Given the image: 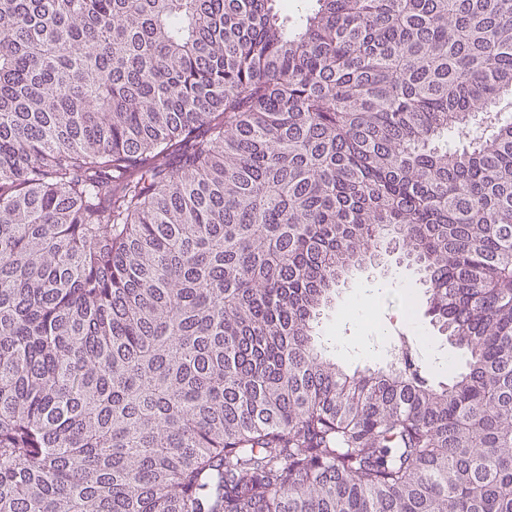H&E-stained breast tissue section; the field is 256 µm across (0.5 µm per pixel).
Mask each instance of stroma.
Segmentation results:
<instances>
[{
    "mask_svg": "<svg viewBox=\"0 0 512 512\" xmlns=\"http://www.w3.org/2000/svg\"><path fill=\"white\" fill-rule=\"evenodd\" d=\"M361 289L372 295L369 308L363 311L352 302L354 293ZM333 331L356 350L355 355L338 359L350 372L382 368L377 346L399 335L433 381L447 380L448 375L436 366L431 348L443 350L459 372L466 370L469 360L467 350L442 335L426 316L424 287L417 271L389 255L378 265L355 271L339 286L335 300L324 310L320 326L321 334Z\"/></svg>",
    "mask_w": 512,
    "mask_h": 512,
    "instance_id": "obj_1",
    "label": "stroma"
}]
</instances>
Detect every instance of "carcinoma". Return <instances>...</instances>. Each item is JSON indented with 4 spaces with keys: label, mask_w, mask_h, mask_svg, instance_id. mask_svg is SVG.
I'll return each instance as SVG.
<instances>
[{
    "label": "carcinoma",
    "mask_w": 512,
    "mask_h": 512,
    "mask_svg": "<svg viewBox=\"0 0 512 512\" xmlns=\"http://www.w3.org/2000/svg\"><path fill=\"white\" fill-rule=\"evenodd\" d=\"M273 2L0 0V512H512V0ZM419 279L420 275L414 267L397 264L395 256L389 255H385L378 266L368 265L355 271L344 284L341 283L335 300L321 316L320 334L329 336L327 334L333 332L336 336V330L338 333L336 350L328 351V355L335 357L336 362L351 373L355 370H378L384 368L380 358L390 363L397 361L400 348L395 343L380 345L400 333L404 337V349L411 350L418 365L433 381H446L449 373L436 367L429 343L443 350L453 360L456 371L465 372L469 353L442 335L425 315V288ZM360 289H364L358 295L360 306L364 308L370 304L364 311H359L352 302V296ZM366 289L372 294V301ZM407 296L414 302L415 320L412 324L403 320V304ZM367 344L372 349L365 353L368 349L359 346ZM377 346L380 347L377 349ZM352 347H359L362 354L350 356Z\"/></svg>",
    "instance_id": "1"
}]
</instances>
